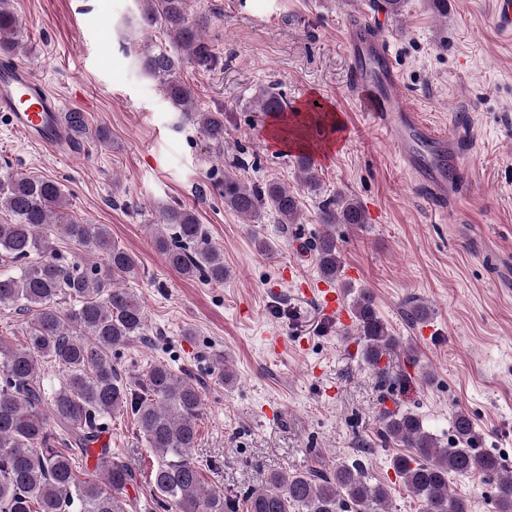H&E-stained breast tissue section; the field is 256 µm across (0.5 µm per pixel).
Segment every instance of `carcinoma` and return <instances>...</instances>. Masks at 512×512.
I'll list each match as a JSON object with an SVG mask.
<instances>
[{
    "label": "carcinoma",
    "mask_w": 512,
    "mask_h": 512,
    "mask_svg": "<svg viewBox=\"0 0 512 512\" xmlns=\"http://www.w3.org/2000/svg\"><path fill=\"white\" fill-rule=\"evenodd\" d=\"M141 25L159 28L172 48H147L139 57L143 73L154 80L176 110L185 112L207 138L224 140V110L195 107L181 72L188 63L214 64L203 34L208 19L192 17L187 0H136ZM22 23L11 0H0V51L19 44ZM263 112L287 108L275 92L257 95ZM296 163L305 185L318 187L313 156L302 152ZM224 207L250 220L268 208L282 224H297V194L278 182L248 185L224 172L220 182ZM69 202L54 180L29 177L0 167V257L11 269L0 272V306L29 314L24 341L0 337V512H128L134 472L100 448L92 478L81 477L69 448L89 452L107 420L131 412L147 447L162 457L153 471L154 505L160 512H236L224 493L206 485L202 465L193 457L198 421L204 413L203 388L191 373H175L157 362L130 384L112 363V354L148 336L144 307L126 279L137 275V257L112 242L105 224H87L68 212ZM323 230L305 248L317 253L320 275L336 280L341 270L336 225L367 223L362 205L340 193L320 205ZM166 265L187 280L224 282V254L208 238L196 213L180 206L161 208L149 225ZM105 256L106 264L66 255L56 235ZM68 307H62V303ZM353 335L365 363L386 377L380 366L399 347L379 316L374 298L361 291L352 304ZM224 384L234 371L224 355H213ZM54 362L65 371L61 385L45 387L41 369ZM379 435L407 451L394 455L391 468L417 499L420 512H470L471 504L449 490L452 475L478 483L492 481L496 512H512V470L499 455L478 447L471 417L458 412L453 442L446 445L425 431L412 411L384 409ZM247 512H393L384 484L373 480L359 460L339 462L329 472L308 470L270 474L268 482L245 496Z\"/></svg>",
    "instance_id": "obj_1"
}]
</instances>
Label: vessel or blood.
Wrapping results in <instances>:
<instances>
[{
  "mask_svg": "<svg viewBox=\"0 0 512 512\" xmlns=\"http://www.w3.org/2000/svg\"><path fill=\"white\" fill-rule=\"evenodd\" d=\"M345 48L352 61L354 93L366 89L373 93V123L390 130L400 162L423 182L431 199H447L457 181L448 177L445 167L456 164L458 141L428 126L400 92L399 72L388 42L367 35L365 25L355 22L345 34ZM0 112L7 114L15 130L48 149H55L68 139L62 102L37 79L27 63L0 68ZM317 295L326 317L344 325L350 322V314L333 283L321 282Z\"/></svg>",
  "mask_w": 512,
  "mask_h": 512,
  "instance_id": "1",
  "label": "vessel or blood"
}]
</instances>
